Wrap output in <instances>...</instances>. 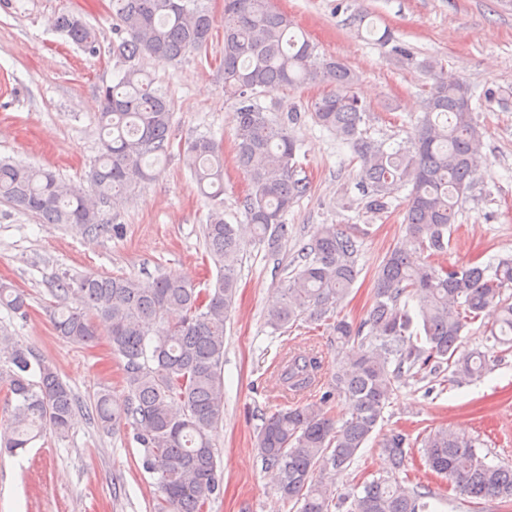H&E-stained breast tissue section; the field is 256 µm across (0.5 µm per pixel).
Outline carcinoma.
<instances>
[{"label":"carcinoma","mask_w":512,"mask_h":512,"mask_svg":"<svg viewBox=\"0 0 512 512\" xmlns=\"http://www.w3.org/2000/svg\"><path fill=\"white\" fill-rule=\"evenodd\" d=\"M117 39L110 53L121 68L114 86L100 91L101 151L87 186L73 187L54 173L0 160V199L44 224H78L89 233L105 228V216L135 188L153 179L152 166L170 155L171 112L167 97L152 87L139 66L143 56L172 63L208 47L215 17L200 0H110ZM224 93L235 101L234 163L246 176L241 200L252 238L224 219V155L206 134L184 141L182 158L210 203L203 228L206 253L220 274L209 288L196 289L162 274L143 281L131 275L58 280L56 295L76 306L60 308L56 333L90 345L96 320L108 323L113 354L124 361L127 404L113 407L112 394L94 398L92 418L104 430L123 421L144 448L142 465L160 492L157 512H208L219 490L213 431L224 420V331L235 303L238 268L247 247L276 256L292 236L288 211L311 193L297 160L301 144L292 126L301 113H270L255 103L261 91L325 83L333 90L311 103L315 122L350 144L360 163L365 209L384 213L395 190L411 187L405 224L410 245L388 252L374 283L372 304L356 326L337 312L360 270L357 239L335 224H319L281 280L266 324L281 331L299 321L327 325L336 342L356 344L355 354L336 367L318 400L295 403L263 418L256 448L274 473L278 493L298 512H427L429 493L402 483L406 449L421 445L424 461L448 480L456 494L512 499V467L488 464L472 439L440 427L414 440L402 429L382 435L378 447L390 461L385 476L365 479L349 494H336L346 472L372 438L388 401L401 382L427 369H451V381L471 382L499 362L496 349L512 345V259L486 265L473 258L460 265H435L422 257L448 249V231L461 199L487 168L484 131L472 108L469 84L448 74L435 59L418 63L433 83L422 102L408 145L387 151L365 136L366 109L354 94L355 75L344 64L315 53L292 31L287 15L269 0H224ZM52 28L90 53L97 40L81 15L60 13ZM417 315H412L410 303ZM27 314L26 295L0 283V306ZM488 309L497 319L488 330L487 350H466L462 333ZM419 329H414V318ZM32 351L0 337V378L11 403L3 451L26 450L51 429L66 437L73 428L76 398L55 368L31 362ZM285 391L311 388L321 360L307 348L287 351L279 362ZM346 401L349 417L327 409Z\"/></svg>","instance_id":"1"}]
</instances>
